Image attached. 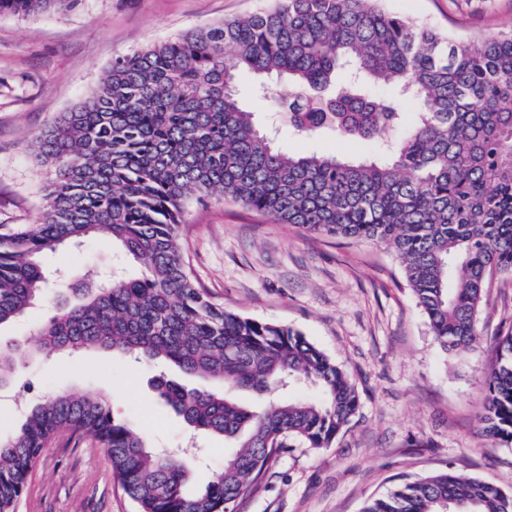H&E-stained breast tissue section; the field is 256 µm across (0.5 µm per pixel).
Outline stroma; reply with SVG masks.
I'll return each mask as SVG.
<instances>
[{
  "label": "stroma",
  "instance_id": "stroma-1",
  "mask_svg": "<svg viewBox=\"0 0 512 512\" xmlns=\"http://www.w3.org/2000/svg\"><path fill=\"white\" fill-rule=\"evenodd\" d=\"M268 0H78L65 13L0 15V233L34 223L45 204L37 133L97 86L120 54L192 28L240 17ZM386 8L443 32L493 35L512 28V0H385ZM272 133L291 153L369 154L370 144ZM186 260L216 303L286 326L344 367L359 406L330 447L295 444L234 512H361L403 479L446 469L512 493V444L482 436L479 415L493 339L512 327V275L493 277L478 315L480 341L441 349L387 248L312 235L228 200L190 203L179 227ZM109 237L50 256L70 271L117 260ZM154 365L100 348L37 356L16 388L0 391V441L26 406L71 387L111 396L115 417L151 445L184 447L189 430L157 396ZM16 512H136L92 438L55 435L29 473Z\"/></svg>",
  "mask_w": 512,
  "mask_h": 512
}]
</instances>
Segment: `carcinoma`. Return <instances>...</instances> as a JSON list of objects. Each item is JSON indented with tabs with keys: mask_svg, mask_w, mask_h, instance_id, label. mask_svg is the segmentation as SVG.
<instances>
[{
	"mask_svg": "<svg viewBox=\"0 0 512 512\" xmlns=\"http://www.w3.org/2000/svg\"><path fill=\"white\" fill-rule=\"evenodd\" d=\"M77 0H0V14L71 10ZM243 71L293 135L370 142L375 156L280 150L240 101ZM415 105L405 123L403 100ZM47 204L0 235V327L45 306L39 344L0 346V388L23 360L100 347L205 381L167 379L160 397L194 432L234 451L202 488L183 456L154 450L92 391L49 394L0 443V512L60 432L102 446L138 512H233L262 484L288 440L327 448L358 397L346 372L286 326L214 303L178 236L186 205L229 199L275 224L375 242L400 261L445 351L478 340L496 274L512 273V29L459 37L397 14L383 0H275L114 58L96 90L34 138ZM99 233L139 277L51 269L45 258ZM303 380L318 402L270 395ZM482 433L512 443V331L485 378ZM248 391L267 402L238 401ZM362 512H512V493L452 469L405 479Z\"/></svg>",
	"mask_w": 512,
	"mask_h": 512,
	"instance_id": "obj_1",
	"label": "carcinoma"
}]
</instances>
